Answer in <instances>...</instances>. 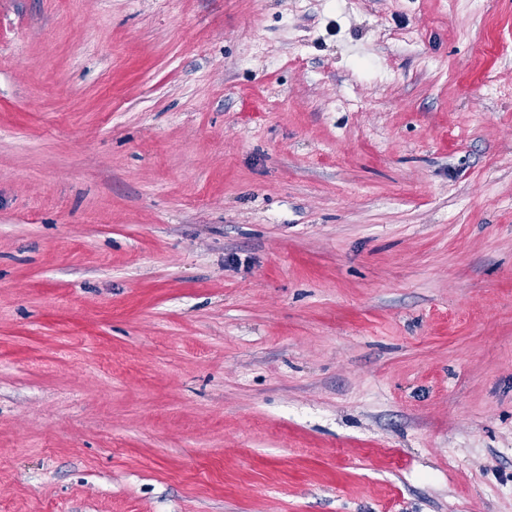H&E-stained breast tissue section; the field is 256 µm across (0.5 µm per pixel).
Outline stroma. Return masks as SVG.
Wrapping results in <instances>:
<instances>
[{
    "mask_svg": "<svg viewBox=\"0 0 512 512\" xmlns=\"http://www.w3.org/2000/svg\"><path fill=\"white\" fill-rule=\"evenodd\" d=\"M0 512H512V0H0Z\"/></svg>",
    "mask_w": 512,
    "mask_h": 512,
    "instance_id": "1",
    "label": "stroma"
}]
</instances>
